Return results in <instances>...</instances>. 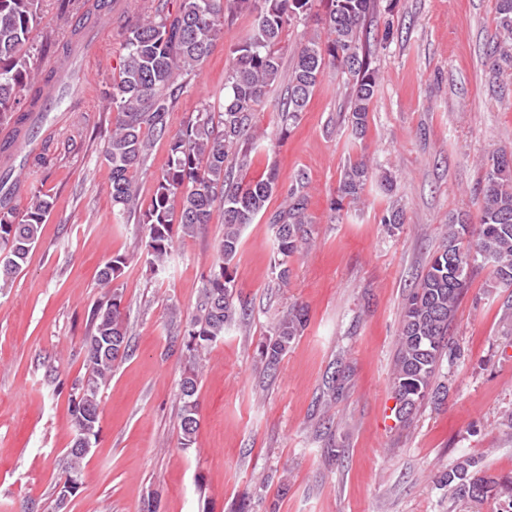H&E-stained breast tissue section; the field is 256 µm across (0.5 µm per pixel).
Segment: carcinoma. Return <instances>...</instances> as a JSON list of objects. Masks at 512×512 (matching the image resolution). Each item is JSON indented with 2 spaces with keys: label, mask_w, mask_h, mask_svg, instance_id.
Segmentation results:
<instances>
[{
  "label": "carcinoma",
  "mask_w": 512,
  "mask_h": 512,
  "mask_svg": "<svg viewBox=\"0 0 512 512\" xmlns=\"http://www.w3.org/2000/svg\"><path fill=\"white\" fill-rule=\"evenodd\" d=\"M312 0H176L173 10L151 12L124 27L123 54L108 101L112 106V133L104 147L110 169L112 207L123 216L137 210L136 173L150 151L147 134L168 133V114L182 82L199 74L224 29V21L242 12L254 15L252 31L232 50L233 66L227 78L224 104L204 107L169 138L166 168L155 177L146 226V263L156 273L166 271L175 235H190L207 224L214 208L224 214V234L218 258L205 277L195 314L183 333L188 365L180 380L181 445L190 448L199 427L201 353L220 337L226 326L243 323L247 310L234 303V260L243 226L266 211L278 190L271 171L250 182L239 180L233 165L248 163L254 141V108L269 87L282 76L277 50L291 22L307 13ZM371 0H328L327 40L317 34L303 39L288 70L286 95L278 103L282 130L295 124L305 111L326 69L337 67L352 76L349 117L356 139L365 136L369 112L378 87V73L361 40ZM496 34L487 55L492 64L512 62V0H497ZM41 22L40 0H0V125L10 134L0 140V155L9 157L13 138L26 130L30 116L54 89L56 74L42 73L27 52L30 34ZM373 168L364 156L349 160L337 188L338 202L361 200ZM0 193V286H5L25 264L37 242L53 203L36 191L23 209L9 205ZM478 222L451 221L448 235L432 256L426 272L408 295L398 336L392 388L396 416L403 418L425 400L442 403L447 387L435 384L440 362L449 348L448 327L479 263L492 268L493 283L512 287V151L488 157L484 178L476 190ZM308 198L304 182L287 189L281 206L269 216L276 228L274 269L288 280V259L309 238ZM122 254L99 271L97 287L107 300L91 312L84 339L88 376L71 394L73 440L68 449L63 485L78 479L89 452L82 440L95 441L99 432V391L112 375L114 364L131 351L128 326L122 312L123 294L115 280L127 267ZM306 321L304 307L288 309L261 345L265 370L277 369ZM453 498L482 502L506 498L512 502V477H496L466 459L442 476Z\"/></svg>",
  "instance_id": "obj_1"
}]
</instances>
